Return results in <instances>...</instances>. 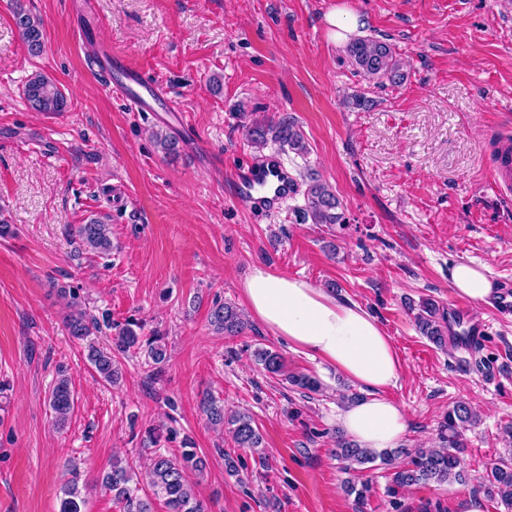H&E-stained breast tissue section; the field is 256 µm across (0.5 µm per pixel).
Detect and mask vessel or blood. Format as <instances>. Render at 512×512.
Returning a JSON list of instances; mask_svg holds the SVG:
<instances>
[{
	"label": "vessel or blood",
	"mask_w": 512,
	"mask_h": 512,
	"mask_svg": "<svg viewBox=\"0 0 512 512\" xmlns=\"http://www.w3.org/2000/svg\"><path fill=\"white\" fill-rule=\"evenodd\" d=\"M92 73L101 77L113 94L122 97L140 112L177 111V104L167 98L157 82L129 68L111 48H103L99 60L91 63ZM238 198L247 206L272 209L293 195V184L284 177L277 157H268L256 170L241 168L236 172Z\"/></svg>",
	"instance_id": "b4317fda"
}]
</instances>
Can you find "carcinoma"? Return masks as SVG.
Masks as SVG:
<instances>
[{
    "mask_svg": "<svg viewBox=\"0 0 512 512\" xmlns=\"http://www.w3.org/2000/svg\"><path fill=\"white\" fill-rule=\"evenodd\" d=\"M14 18L21 37L32 55H37L43 48L44 21L27 11L22 4H17ZM345 55L356 70L369 80L379 83L387 81L399 84L406 78L401 60L390 44L373 38H356L345 46ZM24 96L30 107L37 112H62L68 106L66 94L51 79L36 75L24 87ZM246 135L255 143H262L271 138L298 154L308 152L303 133L294 120L281 117L276 121L254 122L245 126ZM301 216L313 224H345L347 218L335 191L329 185L313 175H308L304 193V205L299 208ZM74 233L85 249L92 253L107 255L112 252V231L110 225L100 218H92L85 224L78 225ZM71 312L67 327L70 335L81 340L102 328L112 329V320L108 317L99 319L87 312L78 301L76 291H68ZM209 323L217 332L237 336L245 332L248 323L244 314L228 302H216L210 311ZM416 326L421 335L433 344L444 346L448 342V321L440 307L430 298L422 300L415 315ZM141 325L129 321L112 336V349H89L88 360L99 376L109 384L119 380V367L115 354H127L131 351L145 357L148 364L158 365L166 360L167 352L162 344V337L154 334L142 336L138 329ZM254 358L262 368L272 375L283 372L282 357L267 348H257ZM286 380L294 387L316 393L320 391V382L306 374H288ZM75 400L69 380L59 376L49 394V406L54 413L57 424H64L74 410ZM203 412L215 426L227 423L232 426V438L238 448L256 451L262 443L254 419L247 413L238 412L224 418V405L215 397L206 395L202 400ZM476 414L465 402L456 403L448 410V415L441 425L442 431L448 433L446 448H417L406 453L407 461L395 464L396 458L403 451L377 452L361 448L345 438L336 440V457L345 463L344 470L349 474L344 486L348 494L354 496L356 512L368 501L370 485L360 478L363 465L380 461L389 467L388 493L394 494L399 489L415 485L466 480L461 468L459 453L463 444L458 440L457 427L471 423ZM204 462L197 457L194 450L183 446L179 453L159 452L150 459L149 486L152 494L164 499L168 512H207L203 502L197 497L190 481L189 471L199 470ZM133 468L129 463L115 460L111 472L103 479V485L114 493L115 499L123 505V512H153L150 497L138 495V488L130 486ZM480 488L490 499H498L507 506H512V464H500L491 468L480 481ZM59 512H81L80 491L74 484L63 490Z\"/></svg>",
    "mask_w": 512,
    "mask_h": 512,
    "instance_id": "carcinoma-1",
    "label": "carcinoma"
}]
</instances>
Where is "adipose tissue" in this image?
<instances>
[{"label":"adipose tissue","instance_id":"adipose-tissue-1","mask_svg":"<svg viewBox=\"0 0 512 512\" xmlns=\"http://www.w3.org/2000/svg\"><path fill=\"white\" fill-rule=\"evenodd\" d=\"M450 281L474 306L489 304L497 290L483 265L452 266ZM241 294L249 315L289 346L335 366L366 393L340 415L343 431L363 447H395L407 430L399 405L387 397L403 367L376 318L359 304L310 283L254 267Z\"/></svg>","mask_w":512,"mask_h":512}]
</instances>
